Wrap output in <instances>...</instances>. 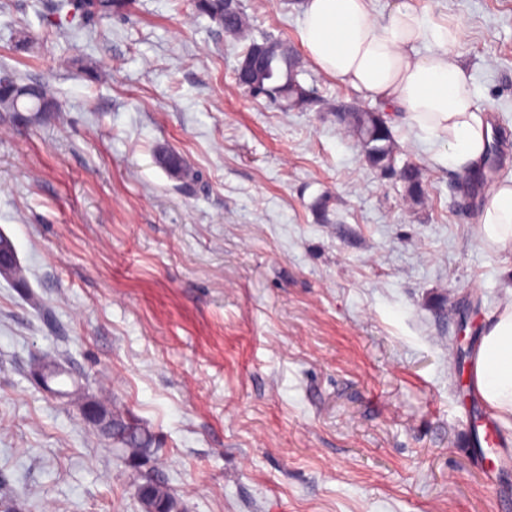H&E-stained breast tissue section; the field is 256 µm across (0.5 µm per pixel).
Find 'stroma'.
Returning a JSON list of instances; mask_svg holds the SVG:
<instances>
[{
  "mask_svg": "<svg viewBox=\"0 0 512 512\" xmlns=\"http://www.w3.org/2000/svg\"><path fill=\"white\" fill-rule=\"evenodd\" d=\"M406 2L464 26L452 53L497 117L496 180L512 183V0ZM241 4L244 37L193 0H131L74 34L55 0H0V71L49 83L61 106L39 125L0 112V234L24 272L0 276V505L143 512V471L182 512H499L512 465L494 483L474 469L468 425L487 405L457 355L512 288V248L475 240L487 190L308 57L316 110L250 97L234 80L245 46H298L299 14ZM339 104L383 113L422 202L366 162ZM163 147L194 182L158 166ZM47 352L81 395L36 383ZM88 401L134 418L157 460L115 457Z\"/></svg>",
  "mask_w": 512,
  "mask_h": 512,
  "instance_id": "stroma-1",
  "label": "stroma"
}]
</instances>
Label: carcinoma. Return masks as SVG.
I'll use <instances>...</instances> for the list:
<instances>
[{
  "label": "carcinoma",
  "instance_id": "1",
  "mask_svg": "<svg viewBox=\"0 0 512 512\" xmlns=\"http://www.w3.org/2000/svg\"><path fill=\"white\" fill-rule=\"evenodd\" d=\"M225 0H196L195 8L200 16H206L217 23L229 35L239 36L248 28V17L242 6L229 10ZM128 0H94L82 6L80 0H59L57 13H65V22L70 24L83 11L109 18L124 12ZM300 62L294 50L279 39L266 37L252 40L246 47L235 70V79L253 98H264L282 102L290 110L300 112L312 109L319 103L314 91L303 86L298 79ZM29 93L23 105L36 109L44 103L48 106L57 102L52 88L45 84L28 85ZM345 125L358 136L363 156L370 166L395 172L402 182L405 196L415 202L425 194L422 172L411 162L397 166V147L392 126L384 116L373 109H344ZM156 161L163 170L176 179L187 182L196 178L184 157L174 149L162 148L157 152ZM34 373L39 375L38 383L50 388V383L67 374L60 359L46 353L38 362ZM101 422V433L112 441V447L120 458L134 467L150 460L152 435L145 429L128 421L122 414L97 411ZM134 489L145 512H181L178 498L162 482L149 474L140 473L135 479Z\"/></svg>",
  "mask_w": 512,
  "mask_h": 512
}]
</instances>
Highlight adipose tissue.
<instances>
[{
    "label": "adipose tissue",
    "mask_w": 512,
    "mask_h": 512,
    "mask_svg": "<svg viewBox=\"0 0 512 512\" xmlns=\"http://www.w3.org/2000/svg\"><path fill=\"white\" fill-rule=\"evenodd\" d=\"M372 0H300L299 39L325 74L399 109L419 131L465 165L485 152L490 128L475 102L473 77L451 53L464 36L460 24L436 23L404 0L378 22ZM425 52H418V44ZM485 247L512 246V184L494 186L476 226ZM473 382L501 417L512 418V300L483 336Z\"/></svg>",
    "instance_id": "obj_1"
}]
</instances>
